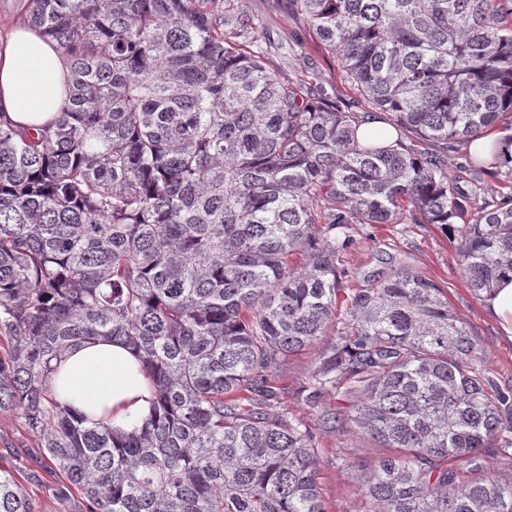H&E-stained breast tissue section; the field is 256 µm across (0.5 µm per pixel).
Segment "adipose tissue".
<instances>
[{
  "label": "adipose tissue",
  "instance_id": "adipose-tissue-1",
  "mask_svg": "<svg viewBox=\"0 0 512 512\" xmlns=\"http://www.w3.org/2000/svg\"><path fill=\"white\" fill-rule=\"evenodd\" d=\"M67 60L57 44L29 25H0V120L38 132L51 125L68 98ZM57 402L86 425L101 423L127 435L150 417L154 389L139 357L117 341L71 346L50 373Z\"/></svg>",
  "mask_w": 512,
  "mask_h": 512
}]
</instances>
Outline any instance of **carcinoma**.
<instances>
[{
	"label": "carcinoma",
	"instance_id": "1",
	"mask_svg": "<svg viewBox=\"0 0 512 512\" xmlns=\"http://www.w3.org/2000/svg\"><path fill=\"white\" fill-rule=\"evenodd\" d=\"M380 120L450 147L512 112V0H292ZM68 101L41 132L0 122V411L89 512H326L311 428L272 417L284 358L343 330L305 402L352 400L365 512H512L485 472L512 396L444 286L399 265L345 288L351 224H466L475 295L512 280V192L471 207L444 161L367 143L324 90L304 96L244 49L243 0H26ZM512 184V134L476 155ZM141 358L153 412L115 436L47 388L73 344ZM474 473L464 480L461 470ZM0 512H33L0 470Z\"/></svg>",
	"mask_w": 512,
	"mask_h": 512
}]
</instances>
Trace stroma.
Segmentation results:
<instances>
[{
	"label": "stroma",
	"instance_id": "1",
	"mask_svg": "<svg viewBox=\"0 0 512 512\" xmlns=\"http://www.w3.org/2000/svg\"><path fill=\"white\" fill-rule=\"evenodd\" d=\"M246 10L262 24L256 46L265 54L270 71L281 81L302 86L305 92L326 88L349 111L366 116L370 104L342 71L335 51L325 48L306 23L295 14L288 0H245ZM448 171L461 191L479 183L481 196L498 199L508 190L501 178L472 170L466 147L456 144L445 154ZM464 224L442 230L436 224H391L380 228L370 224L351 225L352 242L342 254V264L351 284L381 277L394 267L405 265L443 282L455 315L476 342L480 357L475 368L494 389L512 391V342L487 314L481 297L466 285L458 264L456 248ZM341 326L331 323L324 336L311 347L281 360L275 369L284 386L267 410L275 415L303 420L317 439L319 487L327 512H363L355 488V471L344 464L348 453H362L364 441L349 431L344 420L351 411L349 401L326 395L318 408L303 401L304 389L322 352L335 342ZM45 459L36 446L35 435L17 412H0V465L14 466L28 474L21 488L34 512H86L81 495L57 492L58 481L44 470Z\"/></svg>",
	"mask_w": 512,
	"mask_h": 512
}]
</instances>
